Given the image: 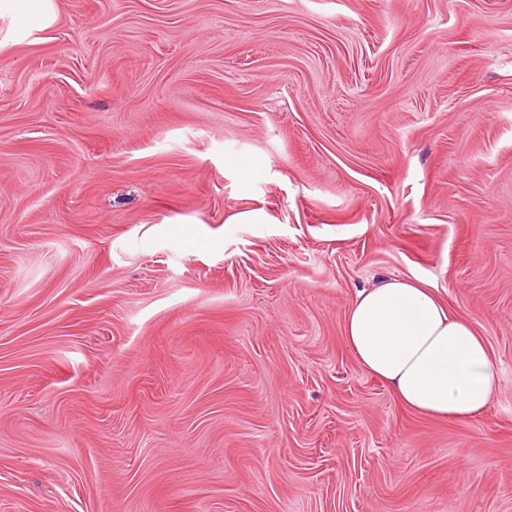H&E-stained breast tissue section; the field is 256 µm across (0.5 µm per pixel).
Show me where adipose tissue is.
<instances>
[{
  "mask_svg": "<svg viewBox=\"0 0 512 512\" xmlns=\"http://www.w3.org/2000/svg\"><path fill=\"white\" fill-rule=\"evenodd\" d=\"M344 339L402 406L428 417L470 420L500 383L485 339L418 277L389 278L358 292L345 311Z\"/></svg>",
  "mask_w": 512,
  "mask_h": 512,
  "instance_id": "adipose-tissue-1",
  "label": "adipose tissue"
}]
</instances>
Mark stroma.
I'll return each mask as SVG.
<instances>
[{"label":"stroma","mask_w":512,"mask_h":512,"mask_svg":"<svg viewBox=\"0 0 512 512\" xmlns=\"http://www.w3.org/2000/svg\"><path fill=\"white\" fill-rule=\"evenodd\" d=\"M53 9L0 15V512H512V0ZM414 276L468 422L345 345ZM344 339L402 406L428 417L468 421L500 383L485 339L418 277L389 278L358 292L345 311Z\"/></svg>","instance_id":"obj_1"}]
</instances>
